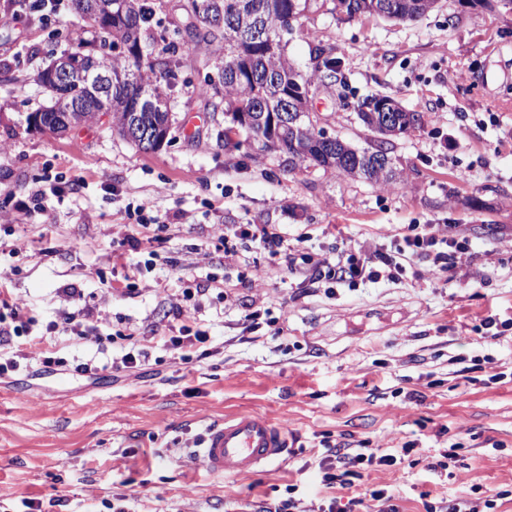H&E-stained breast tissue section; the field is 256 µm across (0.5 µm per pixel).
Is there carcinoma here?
<instances>
[{
    "label": "carcinoma",
    "instance_id": "cac0c4a2",
    "mask_svg": "<svg viewBox=\"0 0 512 512\" xmlns=\"http://www.w3.org/2000/svg\"><path fill=\"white\" fill-rule=\"evenodd\" d=\"M72 10L90 29L91 37L74 39L73 53L103 59L112 69L116 80L102 97H96V86L84 81L70 86L65 94L46 91V104L35 112L49 128L62 123L68 112L78 113L83 124L98 122L97 113H112V129L126 137L131 123L142 132L154 134L170 125V107L159 112H135L133 106L143 97L169 96L177 70L183 60L198 49L205 52L204 74L195 92L207 111L236 117L249 110L255 118L264 120L261 147L279 151L301 163L333 169L370 183L387 185L398 180L393 162L374 159L373 153L359 150L343 140L327 144L320 140V118L307 115L297 124L283 123L269 127L271 113L288 114L277 96L278 87L290 79L313 86L326 81L345 83L340 61L333 49L322 41L312 47L306 68L293 62L282 34L292 30V23L307 9V0H218L213 12L199 9L205 0H182L180 9L186 17L183 45L168 43L156 47L162 15L169 0H118L115 15L105 26L98 24L88 9V0H71ZM396 21L413 20L434 8L435 0H392ZM140 43L144 55L131 58L126 54L129 44ZM383 97L372 95L356 103L357 116L373 133L393 136V130L404 135L421 127L423 114L409 110L393 113L392 125L382 119L380 104Z\"/></svg>",
    "mask_w": 512,
    "mask_h": 512
}]
</instances>
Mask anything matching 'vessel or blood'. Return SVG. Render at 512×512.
Segmentation results:
<instances>
[{
	"label": "vessel or blood",
	"mask_w": 512,
	"mask_h": 512,
	"mask_svg": "<svg viewBox=\"0 0 512 512\" xmlns=\"http://www.w3.org/2000/svg\"><path fill=\"white\" fill-rule=\"evenodd\" d=\"M288 426L257 415H241L206 428L202 453L212 474L243 475L284 458Z\"/></svg>",
	"instance_id": "vessel-or-blood-1"
}]
</instances>
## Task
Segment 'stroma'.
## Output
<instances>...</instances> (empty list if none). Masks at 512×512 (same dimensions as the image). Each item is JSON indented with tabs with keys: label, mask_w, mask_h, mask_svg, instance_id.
Instances as JSON below:
<instances>
[{
	"label": "stroma",
	"mask_w": 512,
	"mask_h": 512,
	"mask_svg": "<svg viewBox=\"0 0 512 512\" xmlns=\"http://www.w3.org/2000/svg\"><path fill=\"white\" fill-rule=\"evenodd\" d=\"M14 11L15 0H0V212L12 218L0 223V272L32 339L27 366L0 380V512L25 499L53 502L52 512H112L118 501L127 512H260L290 484L302 512L337 494L376 512L373 489L394 495L400 512L476 496L512 512V14L439 0L399 24L345 19L312 0L295 22L289 57L307 65L322 39L347 78L319 87L311 111L357 149L386 147L402 173L386 187L245 140L225 145L230 118L193 92L199 53L170 93L173 128L159 150L96 124L64 136L28 129L45 102L36 74L70 47L78 23L68 7L48 25ZM372 93L425 113L423 127L380 141L353 109ZM144 202L165 227L137 226L128 209ZM242 224L315 261L444 224L472 256L447 282L381 277L329 293L311 285L306 264L286 270L256 242H238L225 260L217 238ZM129 235L142 241L133 290L112 262ZM187 287L215 352L185 364L152 339L176 325ZM86 306L94 319L83 336L42 341L61 312ZM256 309L276 327L251 326ZM118 332L148 346L146 365L32 378L47 356L119 357L121 341L106 340ZM244 413L287 421L288 453L217 479L192 446L209 424ZM327 436L399 460L337 493L319 469ZM453 444L455 463L438 468Z\"/></svg>",
	"instance_id": "stroma-1"
}]
</instances>
